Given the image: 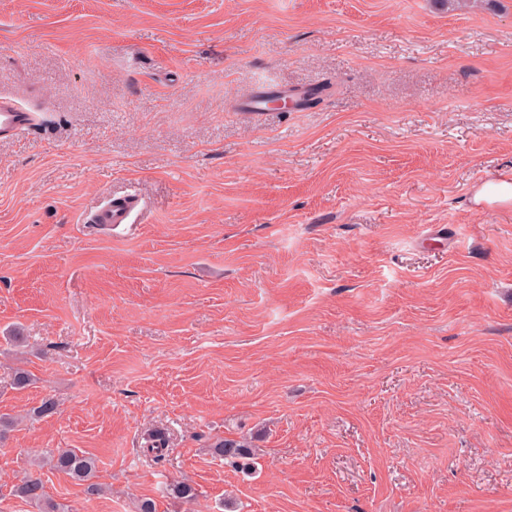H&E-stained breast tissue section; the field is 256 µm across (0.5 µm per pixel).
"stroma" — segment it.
Wrapping results in <instances>:
<instances>
[{
    "instance_id": "1",
    "label": "stroma",
    "mask_w": 512,
    "mask_h": 512,
    "mask_svg": "<svg viewBox=\"0 0 512 512\" xmlns=\"http://www.w3.org/2000/svg\"><path fill=\"white\" fill-rule=\"evenodd\" d=\"M0 94V512H512V0H0ZM270 94H274L285 101L290 99L288 92L283 88H263L254 92L249 98H247L242 103V108L246 112H270L269 102L267 101ZM34 119L12 96L0 94V137L17 135L30 126ZM141 200L135 195L112 199L100 205L90 222L103 230L113 231L123 224H133L142 212ZM46 463L52 469L65 473L83 485L88 499L91 500L101 494V487L94 480L97 464L93 456L70 448H56L50 452ZM14 495L25 499L38 508V512H68L66 506L46 496L40 477L30 476L16 485Z\"/></svg>"
}]
</instances>
